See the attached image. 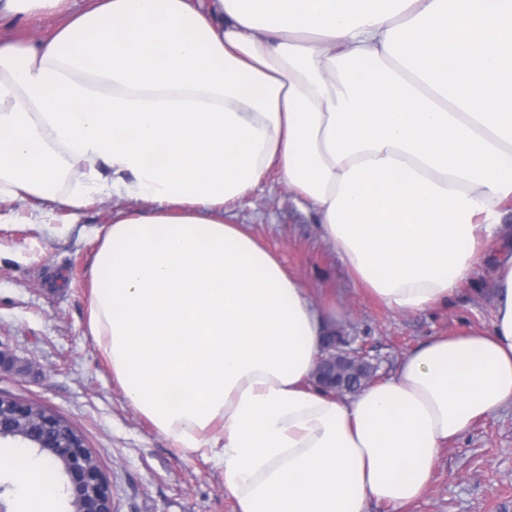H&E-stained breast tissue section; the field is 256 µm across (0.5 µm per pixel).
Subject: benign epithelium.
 I'll return each instance as SVG.
<instances>
[{
  "label": "benign epithelium",
  "instance_id": "obj_1",
  "mask_svg": "<svg viewBox=\"0 0 512 512\" xmlns=\"http://www.w3.org/2000/svg\"><path fill=\"white\" fill-rule=\"evenodd\" d=\"M339 352L377 371L366 350L346 337L337 343ZM0 439L18 440L61 463L75 512H113L112 489L100 467L88 462L70 434L59 428L60 418L45 409L0 395Z\"/></svg>",
  "mask_w": 512,
  "mask_h": 512
}]
</instances>
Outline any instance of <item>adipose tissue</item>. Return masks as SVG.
Listing matches in <instances>:
<instances>
[{
  "label": "adipose tissue",
  "instance_id": "obj_1",
  "mask_svg": "<svg viewBox=\"0 0 512 512\" xmlns=\"http://www.w3.org/2000/svg\"><path fill=\"white\" fill-rule=\"evenodd\" d=\"M0 197L75 172L150 204L101 230L89 330L126 399L214 461L238 512H404L441 448L512 406V255L492 323L432 337L345 400L312 384L335 301L242 225L276 172L393 311L448 302L512 201V0H0ZM17 512L57 468L0 448ZM62 22L63 18L56 15L44 16L36 26H33V23H27L25 21H16L12 25L4 22L0 24V34L3 37H17L22 35L29 38L47 37L62 24Z\"/></svg>",
  "mask_w": 512,
  "mask_h": 512
}]
</instances>
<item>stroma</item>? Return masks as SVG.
I'll use <instances>...</instances> for the list:
<instances>
[{
    "instance_id": "stroma-1",
    "label": "stroma",
    "mask_w": 512,
    "mask_h": 512,
    "mask_svg": "<svg viewBox=\"0 0 512 512\" xmlns=\"http://www.w3.org/2000/svg\"><path fill=\"white\" fill-rule=\"evenodd\" d=\"M138 207L93 196L81 210L59 208L52 224L0 223V393L78 430L112 486L114 512H237L220 469L174 450L128 402L88 329L98 231L117 209ZM227 220L245 225L315 296L335 295L337 330L365 345L378 377L430 337L493 319L494 247L484 248L475 281L448 304L401 314L354 282L276 176ZM408 512H512V407L441 449L430 487Z\"/></svg>"
}]
</instances>
